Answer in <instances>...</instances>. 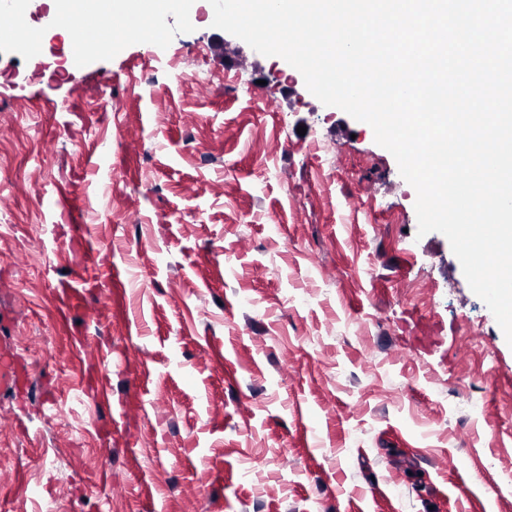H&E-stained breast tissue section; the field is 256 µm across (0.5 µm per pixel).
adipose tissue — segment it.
I'll return each instance as SVG.
<instances>
[{"mask_svg": "<svg viewBox=\"0 0 512 512\" xmlns=\"http://www.w3.org/2000/svg\"><path fill=\"white\" fill-rule=\"evenodd\" d=\"M193 10V0H54L52 4L55 23L63 30L69 29L75 15L90 24L109 19L96 44L100 53L110 52L116 42L137 38L138 26L157 28L169 14Z\"/></svg>", "mask_w": 512, "mask_h": 512, "instance_id": "ef3b65f1", "label": "adipose tissue"}]
</instances>
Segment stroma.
I'll list each match as a JSON object with an SVG mask.
<instances>
[{
	"label": "stroma",
	"instance_id": "obj_1",
	"mask_svg": "<svg viewBox=\"0 0 512 512\" xmlns=\"http://www.w3.org/2000/svg\"><path fill=\"white\" fill-rule=\"evenodd\" d=\"M23 3L0 512H512V346L372 128L208 0L82 62Z\"/></svg>",
	"mask_w": 512,
	"mask_h": 512
}]
</instances>
